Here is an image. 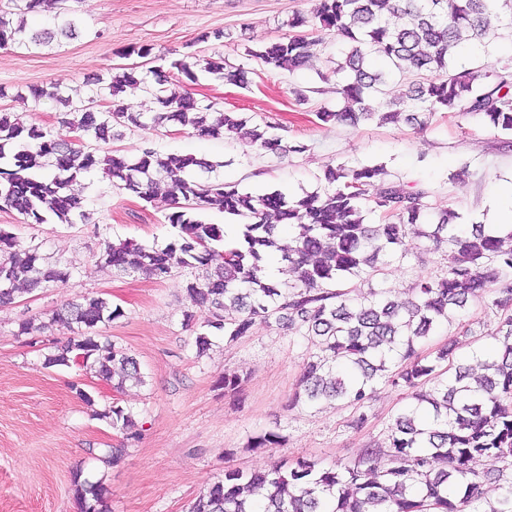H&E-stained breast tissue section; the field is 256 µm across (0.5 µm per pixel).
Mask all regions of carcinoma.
I'll return each mask as SVG.
<instances>
[{
	"instance_id": "carcinoma-1",
	"label": "carcinoma",
	"mask_w": 512,
	"mask_h": 512,
	"mask_svg": "<svg viewBox=\"0 0 512 512\" xmlns=\"http://www.w3.org/2000/svg\"><path fill=\"white\" fill-rule=\"evenodd\" d=\"M23 14L55 10L57 33L76 35V20L66 0H10ZM0 10V48L42 45L55 34L37 32L24 22L13 24ZM319 28L353 43L334 73L344 106L316 113L323 123L356 126L373 119L403 121L420 130L439 112L474 117L497 132L512 134V81L509 75L478 65L456 71L461 47L474 53L489 45L497 27L512 26V0H320ZM299 14L286 23L289 33L248 56L271 71L307 68L320 54L323 37L300 30ZM382 65L366 64L369 52ZM201 70L238 87L249 83L248 71L219 56L173 58L169 74L138 67H117L90 83L84 97L73 100L56 86L29 89L39 101L70 107L62 125L70 139L36 125L25 126L0 115V209L14 210L27 224L88 220L82 181L100 171L120 189L144 200L165 187L175 211L173 228L159 246L125 239L104 241L101 261L119 274H144L155 280L176 268L195 271L184 293L191 306L209 313L195 337L197 355L212 346L210 333L231 345L257 325L275 328L313 343L318 352L304 364L292 405L341 402L356 409L352 426L367 421L363 411L380 382L411 392L412 402L387 427V447H368L358 459L321 467L313 460L274 463L266 468H225L221 478L190 504L188 512H512V228L506 234L475 224L463 229L459 214L445 209L434 224L422 217L432 209L431 192L387 178L381 165L329 164L327 187L290 197L275 190L255 197L210 174L223 163L191 154H162L145 147L134 158L86 151V137L107 143L117 127H158L168 123L192 129L201 137L224 135L274 154L307 151L302 141L283 142L270 133L264 118L224 112L188 92L165 87ZM417 75L398 98L389 99L391 77ZM129 89L153 95L158 111L135 112L126 101ZM217 210L240 221L239 240L224 243V231L201 220ZM379 213L380 224L364 223V213ZM428 239L433 249H447L446 270L413 283L405 299L391 297L383 283L385 268L408 263L402 249L408 234ZM286 263L289 282L273 281L272 262ZM71 271L45 262L38 248L19 244L0 229V306L15 302L22 286L32 293L69 279ZM369 284L367 292L355 281ZM491 297L486 308L501 314L494 343L453 367L445 366L452 344L432 359L419 356L417 345L434 335L452 315ZM123 316L120 306L102 297H85L56 310L52 322L76 327L74 335L54 344L47 367L82 366L121 391L142 386L135 358L98 332L101 324ZM101 417L134 440L139 432L132 412L120 406ZM284 436L262 431L248 441L253 449L276 448ZM488 469L479 472L474 464ZM502 481L499 497H485V478ZM78 512H110L109 490L80 471L73 473Z\"/></svg>"
}]
</instances>
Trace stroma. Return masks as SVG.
Returning <instances> with one entry per match:
<instances>
[{"label": "stroma", "mask_w": 512, "mask_h": 512, "mask_svg": "<svg viewBox=\"0 0 512 512\" xmlns=\"http://www.w3.org/2000/svg\"><path fill=\"white\" fill-rule=\"evenodd\" d=\"M67 6L80 22L76 38L0 49L5 90L0 113L60 134V105L46 99L22 103L17 93L51 83L85 91L87 79L107 76L110 68L141 65V58L125 54L132 46L170 49L180 57L220 54L249 70V87L202 73L188 83L189 92L227 112L268 116L288 140L305 142V153L277 157L169 125L119 128L111 150L133 157L150 144L163 153L200 154L220 162L218 178L254 195L322 190L330 163L381 164L392 180L429 188L432 206L456 210L467 226L493 222L496 206L512 187V145L484 124L443 117L418 130L404 123L353 128L320 122L318 109L342 105L329 73L331 61L341 60L347 50L343 39L326 37L322 60L292 74L264 70L249 59L247 49L286 34L288 17L313 18L317 0H68ZM217 31L222 34L218 40L213 37ZM298 86L311 88L308 103L295 101L292 90ZM462 169L469 176L460 185L452 176ZM83 184L91 216L85 224H27L16 211L0 210V228L72 272L66 282L18 292L14 304L0 307V512H78L71 487L78 470L109 488L111 512H187L225 467L251 469L296 459L329 466L353 461L368 445L384 443L391 417L411 401L404 389L378 384L360 429L350 427L353 411L339 403L289 408L302 364L315 350L310 342H293L259 325L231 346L214 336L208 354L197 357L194 339L207 314L199 310L194 322L184 321L183 285L192 276L190 269L175 270L160 282L114 273L100 260L106 239L164 244L171 231L166 221L170 201L161 195L145 201L98 172ZM403 246L409 264L388 266L384 282L401 298L417 279L439 275L446 265L443 251L428 249L424 240L409 236ZM85 296H100L122 308V317L101 332L137 359L145 385L118 391L75 365L45 367L54 343L71 334L66 324L50 323L52 312ZM35 316L48 320V329L19 334V323ZM498 322L484 304H473L421 343L419 351L433 355L451 340L457 356L467 355L489 343ZM227 370L247 374L241 394L220 386ZM82 390L88 400L79 398ZM115 404L134 412L138 440L125 441L104 418ZM263 430L280 432L283 445L246 451L248 438ZM120 444L127 447L121 463L100 460L101 449Z\"/></svg>", "instance_id": "35a3bbf8"}]
</instances>
